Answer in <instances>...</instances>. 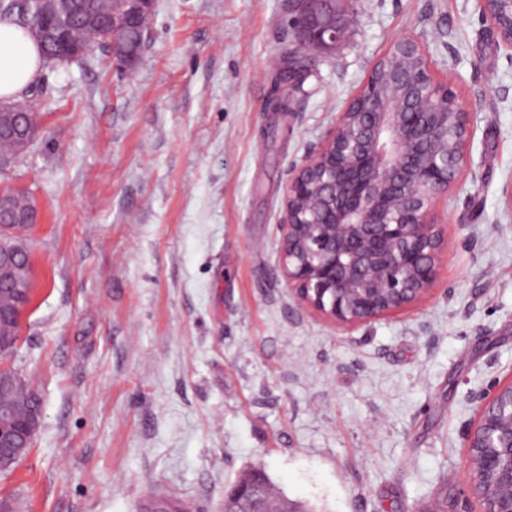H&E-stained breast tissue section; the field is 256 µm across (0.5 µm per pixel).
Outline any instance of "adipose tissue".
Here are the masks:
<instances>
[{"label":"adipose tissue","instance_id":"obj_1","mask_svg":"<svg viewBox=\"0 0 512 512\" xmlns=\"http://www.w3.org/2000/svg\"><path fill=\"white\" fill-rule=\"evenodd\" d=\"M42 63L38 46L27 30L0 20V99H17L39 77Z\"/></svg>","mask_w":512,"mask_h":512}]
</instances>
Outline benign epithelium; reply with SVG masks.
<instances>
[{
  "label": "benign epithelium",
  "instance_id": "benign-epithelium-1",
  "mask_svg": "<svg viewBox=\"0 0 512 512\" xmlns=\"http://www.w3.org/2000/svg\"><path fill=\"white\" fill-rule=\"evenodd\" d=\"M334 0H311L300 49L332 48L346 22ZM153 0H117L112 56L133 66L140 51L115 34L147 22ZM71 0H41L44 15H66ZM498 43L512 49V0H480ZM471 112L452 81L438 79L417 38L403 35L370 69L318 150L291 170L280 220L279 266L302 307L343 330L411 309L436 290L448 253L438 208L465 177ZM31 263L0 238V269ZM464 434V467L482 512H512V378L473 397ZM8 409L0 406V470L24 449L14 446Z\"/></svg>",
  "mask_w": 512,
  "mask_h": 512
}]
</instances>
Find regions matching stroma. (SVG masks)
<instances>
[{"label": "stroma", "mask_w": 512, "mask_h": 512, "mask_svg": "<svg viewBox=\"0 0 512 512\" xmlns=\"http://www.w3.org/2000/svg\"><path fill=\"white\" fill-rule=\"evenodd\" d=\"M298 0H154L133 69L108 50L43 68L38 136L0 173L39 220L9 365L40 398L11 512H224L264 470L311 512H478L462 433L512 372V51L479 0H338L343 38L274 88ZM472 114L442 205L448 255L414 309L342 331L280 272L292 168L399 36ZM290 102L271 111L272 90Z\"/></svg>", "instance_id": "stroma-1"}]
</instances>
